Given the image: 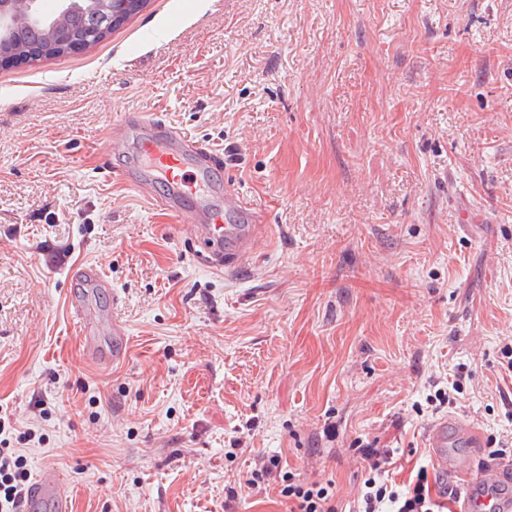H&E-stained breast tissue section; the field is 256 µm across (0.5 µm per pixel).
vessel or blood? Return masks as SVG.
<instances>
[{
  "instance_id": "vessel-or-blood-1",
  "label": "vessel or blood",
  "mask_w": 512,
  "mask_h": 512,
  "mask_svg": "<svg viewBox=\"0 0 512 512\" xmlns=\"http://www.w3.org/2000/svg\"><path fill=\"white\" fill-rule=\"evenodd\" d=\"M136 143L134 156L146 181L163 182L166 193L160 206L183 217L190 234L200 245L197 259L205 266L232 268L247 261L254 249L260 220L249 202L232 184L224 186V205L210 204L214 172L223 170L221 155L208 150L168 121L152 112H129L110 128L106 150L125 151ZM198 201L195 209L182 210V198ZM235 223H228V216ZM77 292L72 295L73 315L83 343L85 358L107 369L124 359L126 352L124 326L111 315L101 313L83 296L86 288H110L104 272L95 265L81 268L75 274ZM113 338L111 354H103L98 344L102 335ZM432 463L440 475L459 492L458 512H512V498L503 496L501 487L512 482V465L495 459L483 460L478 469L458 456L455 448L489 447L490 441L472 424L450 416L432 423L426 433ZM57 512H69L68 486L55 468L44 467L29 489L23 512H40L45 504Z\"/></svg>"
}]
</instances>
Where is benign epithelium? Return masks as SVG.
I'll use <instances>...</instances> for the list:
<instances>
[{
	"label": "benign epithelium",
	"mask_w": 512,
	"mask_h": 512,
	"mask_svg": "<svg viewBox=\"0 0 512 512\" xmlns=\"http://www.w3.org/2000/svg\"><path fill=\"white\" fill-rule=\"evenodd\" d=\"M128 0H55L52 10L43 0H0V38L21 26L50 25L58 56L88 49L101 34L125 21Z\"/></svg>",
	"instance_id": "benign-epithelium-1"
}]
</instances>
